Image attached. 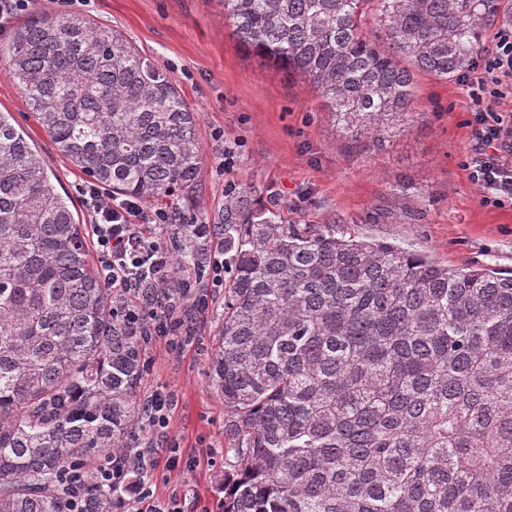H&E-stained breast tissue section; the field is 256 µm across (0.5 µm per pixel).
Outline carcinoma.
I'll list each match as a JSON object with an SVG mask.
<instances>
[{"label": "carcinoma", "instance_id": "1", "mask_svg": "<svg viewBox=\"0 0 512 512\" xmlns=\"http://www.w3.org/2000/svg\"><path fill=\"white\" fill-rule=\"evenodd\" d=\"M244 49L320 92L367 150L415 112L414 72L455 78L490 0H222ZM38 124L82 174L141 203L186 200L198 117L120 32L47 14L5 47ZM250 187L221 224H176L205 272L224 240L209 378L235 474L223 512H512V272L450 268L336 229L285 224ZM87 228L0 112V512H67V471L141 422L136 337L114 317ZM80 512H112L91 483Z\"/></svg>", "mask_w": 512, "mask_h": 512}]
</instances>
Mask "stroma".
<instances>
[{"mask_svg":"<svg viewBox=\"0 0 512 512\" xmlns=\"http://www.w3.org/2000/svg\"><path fill=\"white\" fill-rule=\"evenodd\" d=\"M82 11L169 71L199 116L203 168L193 196L175 209L178 222L222 223L225 189L250 186L259 206L277 209L291 224H332L451 267L512 271V208L481 203L462 165L472 129L456 80L416 74L417 116L382 150L367 152L340 132L312 84L239 48L221 0H88ZM0 111L13 114L80 223H89L87 177L57 153L3 55ZM223 307V289H209L191 344L173 349L157 341L142 354L139 399L162 389L173 392L175 404L165 432L138 427L127 444L153 448L154 496H178L181 512H216L224 477L234 469L224 457V404L208 378ZM174 443L184 464L169 470Z\"/></svg>","mask_w":512,"mask_h":512,"instance_id":"obj_1","label":"stroma"}]
</instances>
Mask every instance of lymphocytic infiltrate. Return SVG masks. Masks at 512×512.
I'll return each instance as SVG.
<instances>
[{
	"mask_svg": "<svg viewBox=\"0 0 512 512\" xmlns=\"http://www.w3.org/2000/svg\"><path fill=\"white\" fill-rule=\"evenodd\" d=\"M460 83L467 88L473 143L463 165L482 203L512 207V110H497V101L512 99V15L503 17L491 46L485 47ZM91 226L104 282L112 290L115 317L137 336L140 346L163 339L179 344L197 331V317L208 307L207 291L224 284V254L210 257L206 278L184 281L170 291V252L164 244L143 238L144 224H169L163 208L144 212L138 201L112 200L95 184H87ZM133 290L142 303L129 305ZM150 448L114 453L112 462L96 468L79 467L64 481L71 503H77L90 480L108 484L116 493L113 512H180L177 497L156 500L147 477L156 467Z\"/></svg>",
	"mask_w": 512,
	"mask_h": 512,
	"instance_id": "obj_1",
	"label": "lymphocytic infiltrate"
}]
</instances>
